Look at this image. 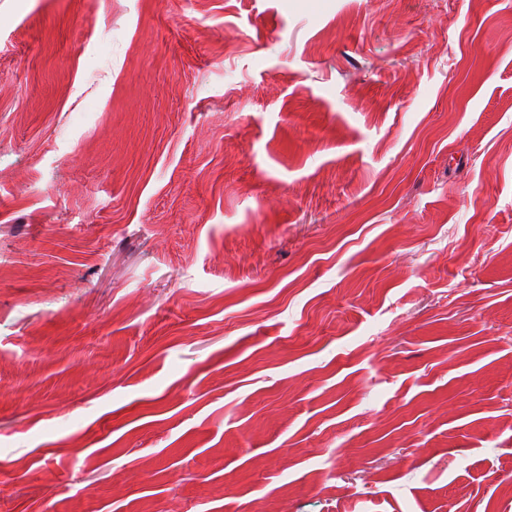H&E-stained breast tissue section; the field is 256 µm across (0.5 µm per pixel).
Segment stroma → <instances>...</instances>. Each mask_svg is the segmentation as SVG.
Here are the masks:
<instances>
[{"label":"stroma","instance_id":"stroma-1","mask_svg":"<svg viewBox=\"0 0 512 512\" xmlns=\"http://www.w3.org/2000/svg\"><path fill=\"white\" fill-rule=\"evenodd\" d=\"M512 512V0H0V512Z\"/></svg>","mask_w":512,"mask_h":512}]
</instances>
